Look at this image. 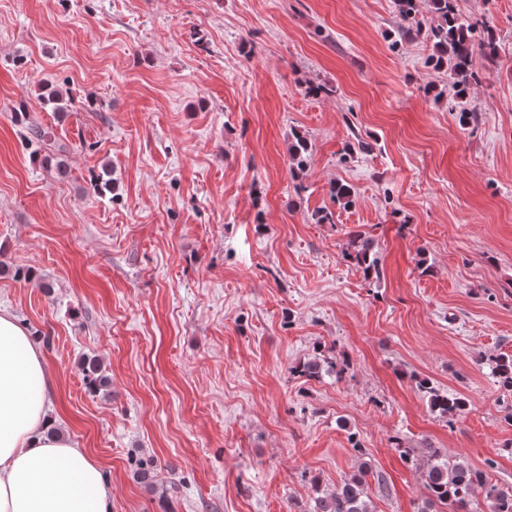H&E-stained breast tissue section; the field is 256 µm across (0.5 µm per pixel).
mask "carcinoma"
<instances>
[{"label":"carcinoma","mask_w":512,"mask_h":512,"mask_svg":"<svg viewBox=\"0 0 512 512\" xmlns=\"http://www.w3.org/2000/svg\"><path fill=\"white\" fill-rule=\"evenodd\" d=\"M399 13L408 22L403 30L405 37L425 38L432 43L437 57L433 59L436 68H445L452 79V98L464 97L471 85L479 82L478 72L473 70V56L479 54L492 62L498 56V46L492 36L482 37L479 29H487V21H470L459 13L457 0H430L436 24L424 28L417 20V0H397ZM26 143L32 147V156L40 154L48 144L51 134L48 129L30 123L26 126ZM289 157L297 169L305 168L309 153L308 141L295 137L288 148ZM331 199L340 206L352 203V189L343 183H334L329 189ZM345 256L363 270L368 279L380 278L379 258L376 256L375 241L365 232L354 234L348 244ZM494 372L500 390L512 393V354H501L494 358ZM321 372L318 359H310L296 366L292 373L308 379L316 378ZM82 375L85 388L97 392L106 378L103 365L97 358L83 362ZM420 392L428 395L431 410L444 417H454L467 406L464 398L442 392L429 379H416ZM425 487L427 498L420 512H439V507L455 505L465 509L477 496H482L488 512H512V493L492 483L486 471L473 467L461 460H449L436 448L425 449ZM370 469L364 467L344 480L335 490L319 493L313 499L310 512H373L367 492V477Z\"/></svg>","instance_id":"1"}]
</instances>
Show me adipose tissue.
I'll list each match as a JSON object with an SVG mask.
<instances>
[{
	"instance_id": "obj_1",
	"label": "adipose tissue",
	"mask_w": 512,
	"mask_h": 512,
	"mask_svg": "<svg viewBox=\"0 0 512 512\" xmlns=\"http://www.w3.org/2000/svg\"><path fill=\"white\" fill-rule=\"evenodd\" d=\"M51 397L36 336L0 310V512H112L110 483L55 427Z\"/></svg>"
}]
</instances>
